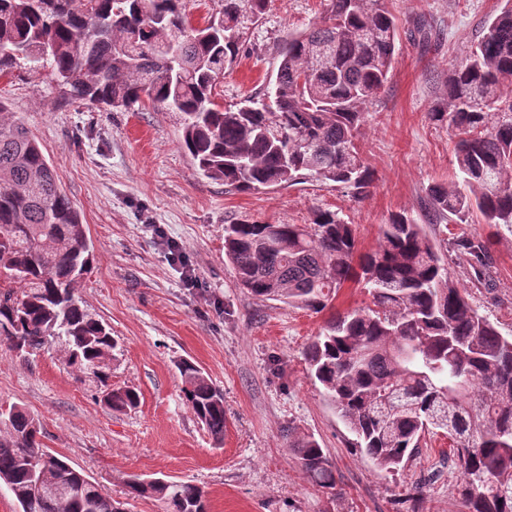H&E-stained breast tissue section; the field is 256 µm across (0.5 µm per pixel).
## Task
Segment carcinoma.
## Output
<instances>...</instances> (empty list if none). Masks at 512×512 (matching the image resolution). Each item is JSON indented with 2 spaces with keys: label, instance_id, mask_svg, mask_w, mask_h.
Masks as SVG:
<instances>
[{
  "label": "carcinoma",
  "instance_id": "carcinoma-1",
  "mask_svg": "<svg viewBox=\"0 0 512 512\" xmlns=\"http://www.w3.org/2000/svg\"><path fill=\"white\" fill-rule=\"evenodd\" d=\"M266 0H217L193 27L185 0H0V78L20 63L48 72L66 99L102 111L150 104L178 117L181 144L203 176L229 190L292 186L314 178L368 196L374 172L357 146L365 109L384 89L398 50L385 0H328L321 21L288 37L277 98L237 109L213 90L239 56ZM429 119L458 137L455 178L425 188L429 224H480L512 232V0L484 21ZM453 251L484 275L489 242L456 238ZM237 284L259 300L316 313L342 285L364 283L370 305L331 317L305 352L311 376L355 436L352 448L381 471L405 467L429 433L448 436L462 512H512V336L469 301L423 225L407 213L380 226L358 252L353 225L320 210L310 224L224 225ZM93 245L38 138L0 100V344L23 355L55 349L93 379L101 401L131 411L138 392L114 388L118 341L77 295ZM183 397L216 444L224 393L191 361L177 363ZM24 408L0 411V485L18 512H123L84 472L49 452ZM292 448L305 476L333 494L336 473L311 435ZM57 480L60 498L33 492ZM132 498L164 512H208L184 481H126Z\"/></svg>",
  "mask_w": 512,
  "mask_h": 512
}]
</instances>
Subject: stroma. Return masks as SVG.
Segmentation results:
<instances>
[{"label": "stroma", "instance_id": "obj_1", "mask_svg": "<svg viewBox=\"0 0 512 512\" xmlns=\"http://www.w3.org/2000/svg\"><path fill=\"white\" fill-rule=\"evenodd\" d=\"M326 0H268L246 50L216 88L221 106L262 95L289 34L318 19ZM400 20L399 49L384 93L368 109L358 144L376 174L369 195L312 179L291 187L227 190L204 177L180 142L174 114L100 112L65 101L44 72L22 67L0 78V99L38 136L44 154L87 226L91 272L78 295L119 339L113 387L138 391L135 410L117 412L96 396L59 353L23 357L0 345V406L23 405L39 420L45 447L99 483L125 512H163L153 499L126 495L129 475L200 486L209 512H409L408 494L422 484L419 512H459L450 489L449 442L430 435L402 472L387 474L351 451L348 431L310 375L305 350L330 314L368 304L360 283L340 289L315 313L238 288L224 256V227L248 219L307 224L320 210L354 224L360 250L376 248L392 214L421 217L424 189L452 177L454 138L429 121L450 68L466 55L481 22L503 0H389ZM427 19L441 38L429 49L409 34ZM425 231L445 237L493 236L491 286L447 253L457 282L478 312L512 335V233L484 224ZM183 261L171 260L169 243ZM199 285L187 287L185 271ZM194 361L224 392V441L215 444L185 404L178 359ZM314 435L336 473L341 494L329 499L308 481L288 432Z\"/></svg>", "mask_w": 512, "mask_h": 512}]
</instances>
